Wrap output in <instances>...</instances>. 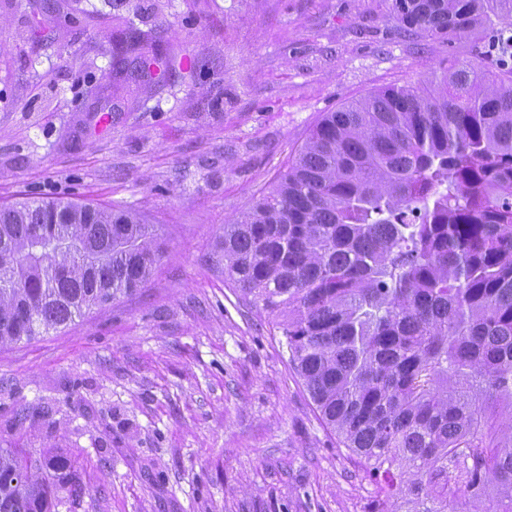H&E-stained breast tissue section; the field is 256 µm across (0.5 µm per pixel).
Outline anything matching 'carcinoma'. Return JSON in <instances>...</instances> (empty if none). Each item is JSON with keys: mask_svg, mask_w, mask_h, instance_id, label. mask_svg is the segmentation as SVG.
<instances>
[{"mask_svg": "<svg viewBox=\"0 0 512 512\" xmlns=\"http://www.w3.org/2000/svg\"><path fill=\"white\" fill-rule=\"evenodd\" d=\"M390 11L408 37L484 31L488 66L324 113L224 225V276L276 316L319 420L376 480L370 512H512V0ZM112 44L119 74L141 44L129 20ZM154 240L119 206H0V345L146 283ZM61 469L0 448V512H55Z\"/></svg>", "mask_w": 512, "mask_h": 512, "instance_id": "cac0c4a2", "label": "carcinoma"}]
</instances>
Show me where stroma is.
<instances>
[{"instance_id":"1","label":"stroma","mask_w":512,"mask_h":512,"mask_svg":"<svg viewBox=\"0 0 512 512\" xmlns=\"http://www.w3.org/2000/svg\"><path fill=\"white\" fill-rule=\"evenodd\" d=\"M0 0V205L131 206L162 258L128 296L0 346V448L53 454L56 512H370L274 316L224 278L223 226L323 113L483 62L482 35L409 41L386 0ZM122 17L182 63L118 78Z\"/></svg>"}]
</instances>
